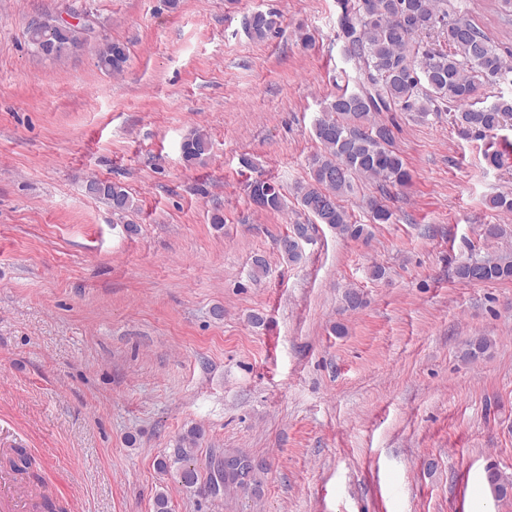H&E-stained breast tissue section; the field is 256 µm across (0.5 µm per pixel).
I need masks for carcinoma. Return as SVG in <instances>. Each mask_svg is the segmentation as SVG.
Instances as JSON below:
<instances>
[{
	"instance_id": "1",
	"label": "carcinoma",
	"mask_w": 512,
	"mask_h": 512,
	"mask_svg": "<svg viewBox=\"0 0 512 512\" xmlns=\"http://www.w3.org/2000/svg\"><path fill=\"white\" fill-rule=\"evenodd\" d=\"M278 16L256 12L246 22L249 35L262 41L278 27ZM344 52L354 61L358 73L356 91H345L330 100L324 116L317 120L315 136L322 150L310 162V181L297 189L304 211L340 236L359 239L368 234L365 225L353 224L339 198L351 189V176H370L392 186H404L411 175L402 158L393 150L392 130L376 122L381 112H412L421 119L439 112L449 104L454 107V123L463 135L487 137L512 117V97L499 96L493 103L477 107L473 102L482 78L502 77L512 73L507 58L477 28L455 0H359L344 9L338 21ZM443 34L444 44L425 42L422 37L434 30ZM28 41L36 53L55 44L78 49L86 43L81 27H50L36 19L27 30ZM125 44L103 41L98 49V65L107 73L122 71L128 61ZM181 150L189 164L203 161L210 151L208 135L201 129L190 132ZM85 192L104 201L112 212L124 216L135 210V202L119 182L91 179ZM262 197V209L279 212L284 198L274 183L254 187ZM309 238V225H293L292 234L278 241L280 254L291 263L302 259L300 241ZM466 283L512 281V254L493 261H467L455 271ZM485 336H475L466 345L464 357L476 360L491 348ZM201 430L189 428L179 438L177 448L157 461L163 473L176 467L186 488L198 486L194 465ZM34 459L19 449L0 457V468L33 476ZM263 467L240 450L224 451V458L213 462L200 491L218 496L224 489L236 487L260 491L257 474ZM487 484L497 500L512 497V479L498 470L487 471Z\"/></svg>"
}]
</instances>
